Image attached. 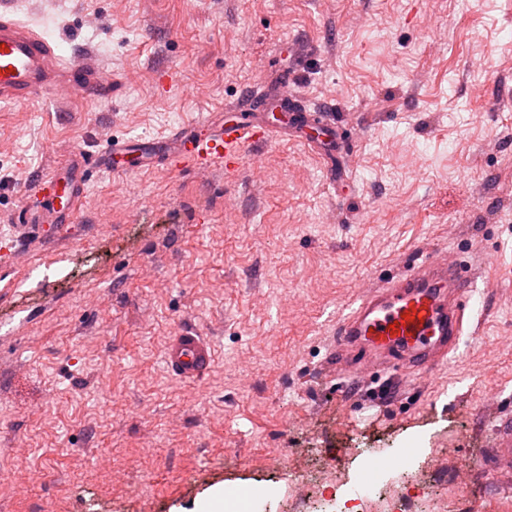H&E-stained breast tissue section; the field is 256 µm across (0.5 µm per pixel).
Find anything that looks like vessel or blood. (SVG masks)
Masks as SVG:
<instances>
[{"label": "vessel or blood", "mask_w": 512, "mask_h": 512, "mask_svg": "<svg viewBox=\"0 0 512 512\" xmlns=\"http://www.w3.org/2000/svg\"><path fill=\"white\" fill-rule=\"evenodd\" d=\"M15 0H0V104L20 103L48 92H77L89 100L117 97L123 86L97 56L83 53L62 63L55 46L14 18ZM295 76L281 71L275 86L249 88L227 116L214 115L194 125L148 141L113 140L94 156L74 153L63 170L35 179L39 208L27 209L17 225L18 241H26L40 224L64 229L74 223L87 193L84 169L135 172L151 168L164 158L200 173L219 166L237 171L248 147L275 139L315 143L336 140L354 150L359 139L355 127L337 122L331 112L308 110L290 92ZM408 269L357 297L336 324L332 361L340 373L363 376L367 367L387 368L399 362L411 369L431 372L454 351L464 322L476 306L475 278L449 252L415 255ZM167 370L185 381L202 380L216 361L214 346L192 327L178 329L163 353ZM493 447L483 449L480 469L497 480L512 478V413L500 416Z\"/></svg>", "instance_id": "vessel-or-blood-1"}]
</instances>
